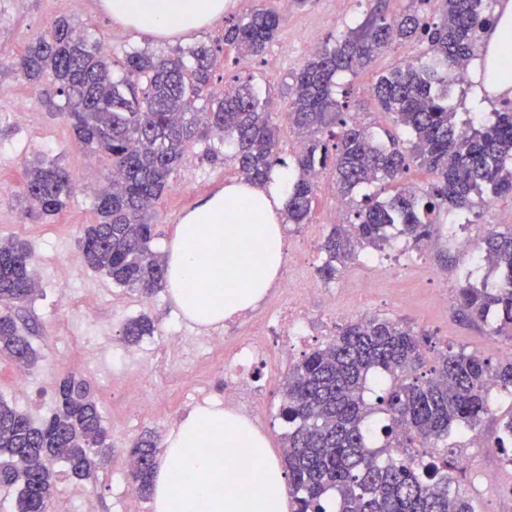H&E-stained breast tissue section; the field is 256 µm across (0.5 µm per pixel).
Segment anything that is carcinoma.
I'll use <instances>...</instances> for the list:
<instances>
[{
  "instance_id": "1",
  "label": "carcinoma",
  "mask_w": 512,
  "mask_h": 512,
  "mask_svg": "<svg viewBox=\"0 0 512 512\" xmlns=\"http://www.w3.org/2000/svg\"><path fill=\"white\" fill-rule=\"evenodd\" d=\"M434 5L438 20L412 12L397 18L370 11L355 27L329 35L294 75L287 118L301 147L291 167L285 219L304 224L314 202V180L330 169L340 197L354 207L352 224H336L323 240L317 273L325 282L358 251H382L390 230L417 250L442 234V209L474 212L512 196V103L494 119L448 105L457 65L472 62L483 34L501 15L486 0H419ZM278 14L257 8L224 25V44L259 55L278 33ZM408 41L427 43L417 60L380 75L373 86L382 109L406 135L374 138L336 98L339 77L365 69L374 55ZM214 53L205 45L171 56L127 50L119 70L102 54L89 24L53 22L27 45L18 70L32 84L46 83L49 106L66 116L80 145L112 160L108 187L93 194L97 221L82 238L85 264L112 283L146 297L166 283V262L153 246L150 212L188 148L213 136L232 145L224 160L260 187L286 166L278 156L279 128L270 102L253 80L223 96L210 91ZM512 78L485 63L479 86ZM415 165L433 176L414 193L402 183ZM392 189L380 198L364 189ZM73 175L56 161L37 159L21 189L27 211L58 214L71 197ZM475 250L498 274V285L465 278L457 316L480 320L491 334L512 342V230H491ZM33 254L23 243L0 240V360L19 368L36 355L11 308L38 291ZM155 332L147 315L128 320L123 336L137 343ZM424 332L403 321L372 317L346 323L336 337L288 373L281 419L288 426L282 458L290 512H474L448 463V438L477 434L494 398H512V359L492 363L475 352L448 347L424 356ZM55 411L39 423L0 400V487L19 489L17 512H47L58 488L51 464L65 463L78 480L104 465L112 437L86 379L70 374L55 388ZM495 447L512 464V413ZM393 448H437L439 457L417 464ZM156 442L143 436L128 450L129 478L141 497L150 494Z\"/></svg>"
}]
</instances>
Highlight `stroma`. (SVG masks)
I'll return each mask as SVG.
<instances>
[{
  "instance_id": "obj_1",
  "label": "stroma",
  "mask_w": 512,
  "mask_h": 512,
  "mask_svg": "<svg viewBox=\"0 0 512 512\" xmlns=\"http://www.w3.org/2000/svg\"><path fill=\"white\" fill-rule=\"evenodd\" d=\"M0 1L6 6L0 14V238L21 239L31 245L33 270L40 285L39 293L14 311L26 326L25 334L38 362L26 372V391L18 393L13 389L16 367L0 361V398L39 421L54 408L58 379L69 374L86 378L112 434V461L100 468L93 483L72 478L61 464L57 465L55 476L61 492L84 499L85 512H118L119 490L127 479L126 450L130 443L150 431L166 436L192 408L191 403L185 402V394L203 390L212 402L223 401L224 396L210 379L211 367L184 364L180 352L171 348V337L198 336L202 330L179 313L167 290L145 299L113 285L104 274L83 262L78 240L85 225L96 221L92 190L105 183L112 162L106 155L94 156L77 148L67 119L48 110L43 102V87L29 84L16 71L15 63L28 41L60 17L94 26L117 62L126 49H145L166 56L182 47L184 41L177 37L159 39L127 27L104 12L102 0ZM375 6L391 18L412 10L414 4L412 0H351L347 13L340 16L335 0H314L307 9L282 16L277 36L262 55L244 58L225 46V21L244 17L257 7L275 10L279 4L277 0H228L223 19L194 36L192 42L217 51L214 91H223L235 79L250 78L258 91L269 95L279 112L278 152L289 160L296 152L298 137L283 114L288 110L292 77L307 57L306 44L323 45L331 33L356 26ZM422 50L416 41L395 45L379 54L368 71L350 78L343 90L351 114L372 130L392 128V119L373 96L371 86L376 75L403 60L418 57ZM216 145L212 139L189 148L173 176L171 189L157 204L153 222L158 251L166 250L182 215L221 189L226 181L236 178L232 163L206 159L207 149ZM38 157L57 161L75 177V190L66 207L48 221L26 217L20 201L24 168ZM337 196L334 177L327 172L321 174L308 222L283 227L286 265L302 269L308 287L315 289L310 314L317 322L332 316L318 293L324 285L316 273L320 245L332 225L352 220L349 211H337ZM509 227L512 228V198H498L477 223L453 225L427 251L419 253L404 240H394L391 247L400 254L401 264L370 266L353 258L335 285L353 288L366 282L375 317L405 321L427 331L437 342L480 353L495 363L504 362L512 359L511 342L490 336L484 324H463L456 319L463 256L455 241L463 235L476 240L491 229ZM64 266L70 270L65 278L59 273ZM441 279L448 282L449 309L444 313L437 312L432 303V284ZM142 314L155 320L156 332L139 344H128L122 334L123 325ZM325 342L324 336L315 335L293 351L278 352L275 369L262 374L270 390L265 431L272 449L280 448L286 430L279 416L281 383L305 353ZM511 411L510 402L494 403L492 414L485 416L480 427L484 445L471 451L478 464L497 470L502 485L501 491L494 493L473 490L475 512H512V496L503 493L504 488L512 486V467L501 461L494 448L501 420Z\"/></svg>"
}]
</instances>
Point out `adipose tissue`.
<instances>
[{
	"mask_svg": "<svg viewBox=\"0 0 512 512\" xmlns=\"http://www.w3.org/2000/svg\"><path fill=\"white\" fill-rule=\"evenodd\" d=\"M129 27L192 36L223 16L225 0H103ZM287 172L264 189L237 179L185 213L166 250V283L187 320L211 326L253 309L280 275ZM154 512H287L286 476L269 439L223 404L195 407L163 441Z\"/></svg>",
	"mask_w": 512,
	"mask_h": 512,
	"instance_id": "1",
	"label": "adipose tissue"
}]
</instances>
